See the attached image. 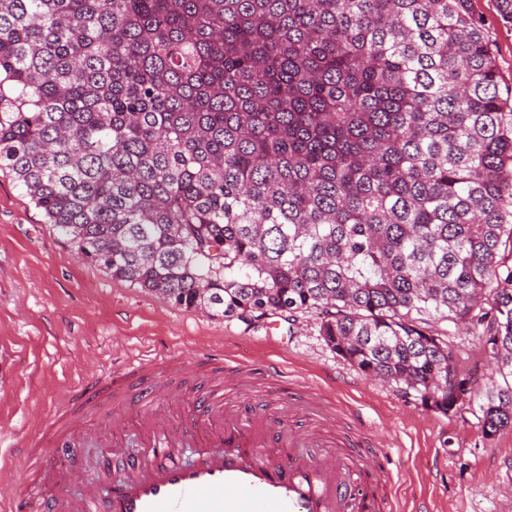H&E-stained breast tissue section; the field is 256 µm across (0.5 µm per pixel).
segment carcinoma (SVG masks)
<instances>
[{
    "label": "carcinoma",
    "mask_w": 512,
    "mask_h": 512,
    "mask_svg": "<svg viewBox=\"0 0 512 512\" xmlns=\"http://www.w3.org/2000/svg\"><path fill=\"white\" fill-rule=\"evenodd\" d=\"M0 171L112 278L314 310L444 414L433 324L489 317L512 425V94L469 0H0Z\"/></svg>",
    "instance_id": "obj_1"
}]
</instances>
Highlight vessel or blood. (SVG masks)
<instances>
[{
    "label": "vessel or blood",
    "mask_w": 512,
    "mask_h": 512,
    "mask_svg": "<svg viewBox=\"0 0 512 512\" xmlns=\"http://www.w3.org/2000/svg\"><path fill=\"white\" fill-rule=\"evenodd\" d=\"M211 388L188 395L185 368L172 361L99 374L46 424L50 444L69 461H50L32 446L0 461V484L23 475L30 512H393L388 470L374 452L353 453L320 422L328 413L321 389H294L288 416L306 425L292 434L282 418L257 425L225 404L223 362L211 368ZM143 432L147 459L128 464L123 479L81 478L72 460L94 439L110 438L109 470L125 438ZM196 451L193 463L182 449Z\"/></svg>",
    "instance_id": "obj_1"
}]
</instances>
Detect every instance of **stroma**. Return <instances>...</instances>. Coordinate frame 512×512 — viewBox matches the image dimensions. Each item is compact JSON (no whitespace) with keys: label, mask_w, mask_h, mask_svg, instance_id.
I'll return each mask as SVG.
<instances>
[{"label":"stroma","mask_w":512,"mask_h":512,"mask_svg":"<svg viewBox=\"0 0 512 512\" xmlns=\"http://www.w3.org/2000/svg\"><path fill=\"white\" fill-rule=\"evenodd\" d=\"M469 7L492 42L502 87H512V24L497 0ZM319 324L314 311L246 321L188 310L113 279L0 171V456L40 441L94 371L153 360L192 372L228 355L260 377L242 396L248 410L274 411L293 384L327 387L336 432L381 452L400 478L403 512H512V427L482 433L483 395L501 378L476 333L437 325L473 381L471 400L445 415L336 355ZM273 362L283 377L266 376Z\"/></svg>","instance_id":"stroma-1"}]
</instances>
